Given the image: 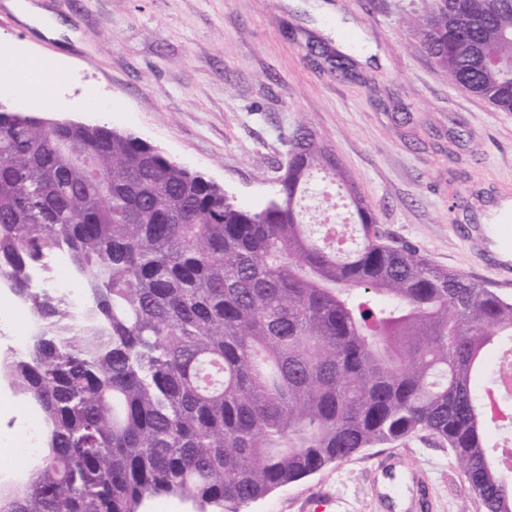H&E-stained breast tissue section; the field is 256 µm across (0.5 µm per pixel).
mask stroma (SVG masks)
I'll list each match as a JSON object with an SVG mask.
<instances>
[{
    "instance_id": "stroma-1",
    "label": "stroma",
    "mask_w": 512,
    "mask_h": 512,
    "mask_svg": "<svg viewBox=\"0 0 512 512\" xmlns=\"http://www.w3.org/2000/svg\"><path fill=\"white\" fill-rule=\"evenodd\" d=\"M0 0V50L49 63L12 83L22 112L129 131L248 207L275 188L293 136L337 153L379 228L432 263L496 286L485 205L512 198V112L460 93L402 20L424 0ZM67 27L43 37L24 4ZM345 54L349 76L330 56ZM41 415L0 382V449ZM248 512H481L448 446L426 433L367 448Z\"/></svg>"
}]
</instances>
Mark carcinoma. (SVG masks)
<instances>
[{
  "instance_id": "cac0c4a2",
  "label": "carcinoma",
  "mask_w": 512,
  "mask_h": 512,
  "mask_svg": "<svg viewBox=\"0 0 512 512\" xmlns=\"http://www.w3.org/2000/svg\"><path fill=\"white\" fill-rule=\"evenodd\" d=\"M404 24L449 82L512 112V0H428ZM319 175L349 223L306 221ZM275 182L249 209L139 136L0 109V281L39 326L0 355V379L46 425L0 512H144L159 496L246 512L420 432L452 450L483 512H512L485 399L512 298L388 239L311 133ZM52 254L81 307L34 284Z\"/></svg>"
}]
</instances>
